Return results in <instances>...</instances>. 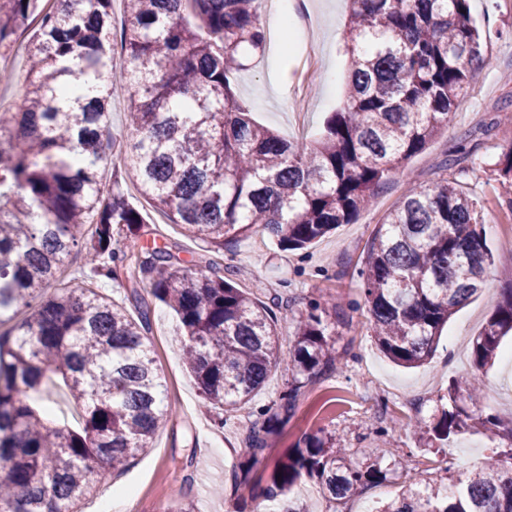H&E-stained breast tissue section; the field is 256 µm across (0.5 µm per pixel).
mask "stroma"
I'll list each match as a JSON object with an SVG mask.
<instances>
[{"label": "stroma", "instance_id": "stroma-1", "mask_svg": "<svg viewBox=\"0 0 512 512\" xmlns=\"http://www.w3.org/2000/svg\"><path fill=\"white\" fill-rule=\"evenodd\" d=\"M469 5L491 63L469 86L447 132L411 157L404 174L393 175L381 186L352 223L340 225L307 251L282 249L275 239L259 233L225 242L223 251L212 252L169 223L140 195L132 178L124 179L125 192L147 221L138 246L179 243L183 261L203 269L209 260H217L228 268L235 286L257 303L283 301L294 315L313 301L335 306L332 344L337 370L306 382L288 423L268 435L262 463L243 473L242 439L256 421L252 410L278 400L288 383L287 364L272 370L250 405L225 413L223 425H216L215 413L202 408L199 389L181 361L177 319L151 299L148 283L133 292L103 277L90 279L89 287L126 308H134L136 298L147 299L148 336L166 381L169 418L153 448L123 472L105 475L96 491L79 503L78 512H96L98 502L119 489L131 492L125 512H166L176 498L191 503L195 512H225L235 505L245 506L247 512L256 506L262 512H279L281 501L266 498L273 464L305 433L320 427L353 462L364 461L366 450L382 443L393 459H415V473L428 478L445 467L455 472L479 468L499 446V438L466 432L444 447L431 448L416 428L433 420L449 380L464 383L476 376L494 412L512 417V337L502 338L499 359L483 373H475L471 357L472 341L506 286L500 272L512 267V251L505 246L512 238V207L494 172L504 145L512 140V0H469ZM347 13L346 0H316L315 35L302 42L282 73H275L270 52L251 55L248 68L236 77L234 91L256 122L294 141L314 142L323 136L327 117L343 105ZM27 42L20 37L0 52V64L12 73L9 82L0 84L2 112L16 111L25 97ZM465 147L471 150L466 157L461 154ZM457 156L462 163L455 177L481 206L494 264L479 295L450 319L432 359L407 369L389 361L375 345L358 269L376 226L399 205L405 177L435 184L444 176L442 161ZM405 479L404 473L392 474L362 495L333 501L324 496L317 479L306 478L294 486L290 500L304 512H370L375 502L398 494Z\"/></svg>", "mask_w": 512, "mask_h": 512}]
</instances>
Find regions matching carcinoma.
<instances>
[{"label":"carcinoma","instance_id":"cac0c4a2","mask_svg":"<svg viewBox=\"0 0 512 512\" xmlns=\"http://www.w3.org/2000/svg\"><path fill=\"white\" fill-rule=\"evenodd\" d=\"M0 0V48L30 25L28 91L17 112L0 113V512H77L95 478L124 470L153 447L167 421L166 385L137 315L93 288L45 287L77 246L95 277L149 281L150 294L178 316L177 340L203 407L249 402L280 361L278 318L224 277L180 264L173 242L129 253L146 220L117 165L185 235L217 252L224 241L266 233L304 250L366 208L375 190L448 129L467 87L489 60L469 0H348L350 82L341 111L314 144L291 142L256 123L232 87L246 67L240 49L261 51L260 0H125L124 64L112 48V0ZM101 80L81 93L89 73ZM130 95L125 131L109 120L110 89ZM512 183V147L496 163ZM478 202L456 180L405 179L400 204L364 251L358 276L379 350L408 368L427 363L455 310L476 294L491 264ZM332 313L314 302L294 325L291 380L243 452L259 461L271 427L288 423L303 381L336 369ZM512 331V287L503 289L472 344L478 371ZM59 377L82 410L78 431L51 419L46 386ZM426 426L431 442L482 430L500 439L470 473L421 475L376 512H512V420L487 409L479 383L439 397ZM384 450L355 465L325 429L306 433L274 463L270 496L305 477L333 500L353 497L387 474Z\"/></svg>","mask_w":512,"mask_h":512}]
</instances>
